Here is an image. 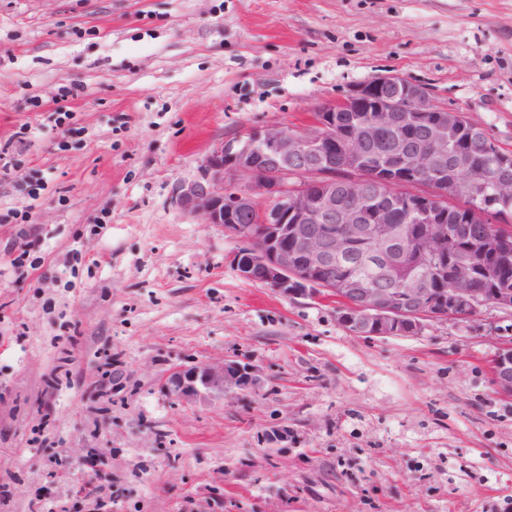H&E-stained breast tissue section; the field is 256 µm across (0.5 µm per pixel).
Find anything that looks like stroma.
Returning a JSON list of instances; mask_svg holds the SVG:
<instances>
[{
    "instance_id": "35a3bbf8",
    "label": "stroma",
    "mask_w": 512,
    "mask_h": 512,
    "mask_svg": "<svg viewBox=\"0 0 512 512\" xmlns=\"http://www.w3.org/2000/svg\"><path fill=\"white\" fill-rule=\"evenodd\" d=\"M387 73L512 151V0H0V512H512V312L359 337L175 203ZM227 359L257 385L166 393ZM492 380L497 392L512 397V342L503 343L491 361Z\"/></svg>"
}]
</instances>
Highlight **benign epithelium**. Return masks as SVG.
Here are the masks:
<instances>
[{
    "label": "benign epithelium",
    "instance_id": "obj_1",
    "mask_svg": "<svg viewBox=\"0 0 512 512\" xmlns=\"http://www.w3.org/2000/svg\"><path fill=\"white\" fill-rule=\"evenodd\" d=\"M362 112L356 131L336 140V113ZM469 127L465 146H456L453 129ZM490 138L464 111L439 104L424 84L397 74L355 84L337 100L320 107L301 128L259 126L216 145L201 165V176L178 188L180 208L205 224L221 225L245 251L234 256L239 275L286 299L299 296L334 300L339 319L357 336L417 333L434 319H463L486 306L474 287L473 265L448 269L444 245L457 227L434 218V210L469 201L472 215L486 219L484 198L512 204V154L497 159L491 173L474 162L473 144ZM376 156L392 169H428L435 180L403 182L392 203L427 225L418 236L407 224L375 214L370 202L389 194L382 181L352 172L336 181V164ZM366 240L370 275L342 279L319 273L336 270L352 241ZM408 263L407 286L397 287L394 271ZM450 272L443 289L445 305L436 306L432 279ZM492 304L512 311V288L492 289ZM497 392L512 397V342L499 347L491 361ZM256 383L248 363L226 360L173 370L167 394L190 401L202 393H230Z\"/></svg>",
    "mask_w": 512,
    "mask_h": 512
}]
</instances>
